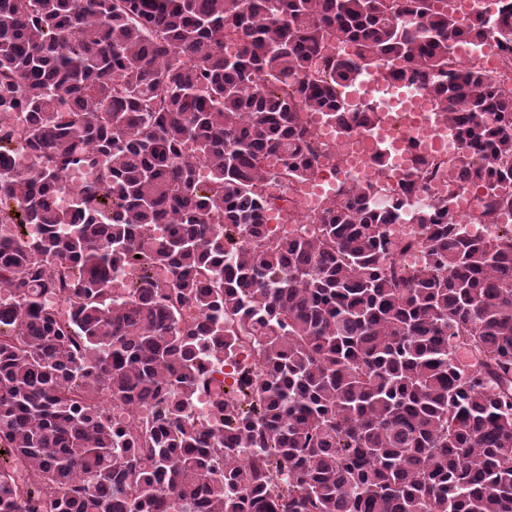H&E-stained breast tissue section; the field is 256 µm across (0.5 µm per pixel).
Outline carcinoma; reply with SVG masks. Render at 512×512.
Returning a JSON list of instances; mask_svg holds the SVG:
<instances>
[{
    "instance_id": "obj_1",
    "label": "carcinoma",
    "mask_w": 512,
    "mask_h": 512,
    "mask_svg": "<svg viewBox=\"0 0 512 512\" xmlns=\"http://www.w3.org/2000/svg\"><path fill=\"white\" fill-rule=\"evenodd\" d=\"M490 39L512 52V5L0 0V449L31 478L0 468V512H512V228L472 238L439 196L419 264L387 234L444 167L475 220L512 211V96L454 68ZM370 68L427 87L466 152L276 236L263 183L316 173L307 113L349 129Z\"/></svg>"
}]
</instances>
